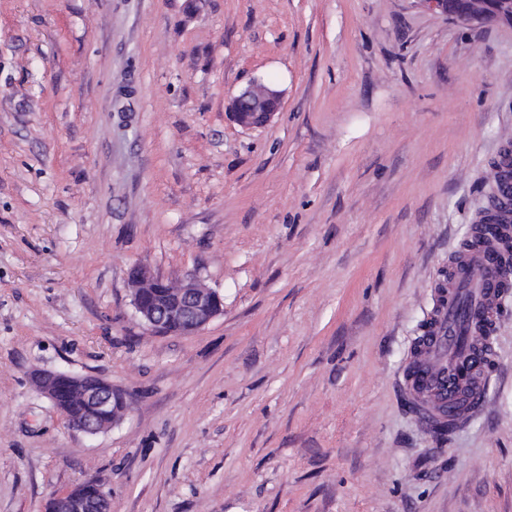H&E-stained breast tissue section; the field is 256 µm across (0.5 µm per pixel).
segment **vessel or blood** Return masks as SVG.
Listing matches in <instances>:
<instances>
[{
  "label": "vessel or blood",
  "instance_id": "obj_1",
  "mask_svg": "<svg viewBox=\"0 0 512 512\" xmlns=\"http://www.w3.org/2000/svg\"><path fill=\"white\" fill-rule=\"evenodd\" d=\"M496 204L483 212L480 247L453 263L454 281L438 300L424 336L415 343L402 387L425 424H460L482 405L486 360L495 358L490 328L497 315L498 268L512 255V146H503L494 172Z\"/></svg>",
  "mask_w": 512,
  "mask_h": 512
}]
</instances>
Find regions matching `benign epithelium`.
<instances>
[{
    "label": "benign epithelium",
    "mask_w": 512,
    "mask_h": 512,
    "mask_svg": "<svg viewBox=\"0 0 512 512\" xmlns=\"http://www.w3.org/2000/svg\"><path fill=\"white\" fill-rule=\"evenodd\" d=\"M429 8H438L450 18L471 26L507 24L512 26V0H461L454 8L448 0H422ZM281 106V93L253 82L229 103V113L239 126L254 128L266 125ZM128 279L132 287V306L141 324L154 334L186 335L206 327L224 312L221 294L188 278L177 285L178 293L170 300H158L160 289L166 281L150 270L134 265L129 269ZM33 382L39 393L51 403L57 402L62 389H83L82 376L41 371L34 375ZM86 399L96 412H112V424H118L125 409L114 407L116 390L103 380L94 389H84ZM69 429L87 436H96L104 429L92 417L82 420L65 418ZM50 512H112L109 492L96 481H84L70 489L54 493L49 499Z\"/></svg>",
    "instance_id": "1"
}]
</instances>
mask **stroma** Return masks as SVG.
<instances>
[{
    "label": "stroma",
    "mask_w": 512,
    "mask_h": 512,
    "mask_svg": "<svg viewBox=\"0 0 512 512\" xmlns=\"http://www.w3.org/2000/svg\"><path fill=\"white\" fill-rule=\"evenodd\" d=\"M508 141L512 27L422 0H0V512H512V289L447 442L400 387ZM135 264L223 314L148 334ZM41 370L124 418L72 431ZM281 93L254 81L229 103V113L239 126L254 128L266 125L281 106ZM83 375H76L57 371H41L34 375L33 382L39 393L48 399L53 405L57 402V397L63 386L69 390L83 389L86 399L92 404L95 412H111L112 418H101L98 420L101 426H105L112 420V427L118 424L123 418L127 407L125 400L120 396V400L114 407V396L116 390L112 384L103 380L101 384L94 389L83 388ZM80 395V393L69 392L61 395L58 399V409L64 414L66 424L69 429L80 432L87 436H96L104 429L94 420V417H87L90 411V404ZM72 418V419H70ZM82 420H73L81 419ZM48 503L50 512H112L109 492L96 481H84L54 493Z\"/></svg>",
    "instance_id": "stroma-1"
}]
</instances>
